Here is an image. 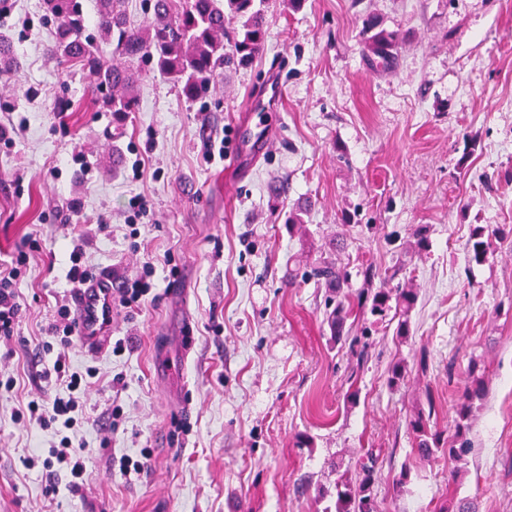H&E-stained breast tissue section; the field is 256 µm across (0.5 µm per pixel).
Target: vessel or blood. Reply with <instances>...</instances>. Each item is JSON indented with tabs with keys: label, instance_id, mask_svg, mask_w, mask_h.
<instances>
[{
	"label": "vessel or blood",
	"instance_id": "vessel-or-blood-1",
	"mask_svg": "<svg viewBox=\"0 0 512 512\" xmlns=\"http://www.w3.org/2000/svg\"><path fill=\"white\" fill-rule=\"evenodd\" d=\"M264 108L262 102H251L237 125L238 150L232 157L230 165L238 172H247L252 156L262 155L266 141L252 136L253 119ZM79 338L85 347L97 349L109 338L112 321V282L105 277L88 282L81 288L72 305Z\"/></svg>",
	"mask_w": 512,
	"mask_h": 512
}]
</instances>
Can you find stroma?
<instances>
[{"mask_svg": "<svg viewBox=\"0 0 512 512\" xmlns=\"http://www.w3.org/2000/svg\"><path fill=\"white\" fill-rule=\"evenodd\" d=\"M366 13L398 35L390 62L361 42ZM267 20L262 54L225 68L205 100L147 73L122 124L95 111L89 75L50 55L42 0H13L0 20L20 62L0 78V120H29L0 141V262L29 255L17 333L0 339V374L15 381L0 394V512H336L337 480L369 460L378 512H434L451 497L512 512V242L479 265L467 253L475 226L512 227V0H270ZM275 78L269 152L247 175L227 172L209 136L235 137ZM136 195L151 212L133 236ZM306 199L304 237L285 219ZM422 224L430 248L418 256L408 243ZM77 245L116 284L156 259V288L139 309L113 306L111 343L72 340L73 370L98 372L80 429L91 452L79 489L50 498V475L66 477L39 461L52 434L14 412L66 392L41 377L39 354ZM333 254L352 274L350 300L365 260L404 266L419 290L409 336L371 325L364 363L332 342L325 289L292 275ZM175 280L187 290L177 301ZM161 354L184 360L183 377L154 375ZM397 361L407 373L393 388ZM478 384L466 463L418 457L410 414L434 403L431 424L446 429ZM143 452V473L122 474L121 456Z\"/></svg>", "mask_w": 512, "mask_h": 512, "instance_id": "35a3bbf8", "label": "stroma"}]
</instances>
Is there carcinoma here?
Masks as SVG:
<instances>
[{"mask_svg":"<svg viewBox=\"0 0 512 512\" xmlns=\"http://www.w3.org/2000/svg\"><path fill=\"white\" fill-rule=\"evenodd\" d=\"M100 33L93 35L87 24L86 0H43L46 19L54 24L56 37L51 54L68 72H87L94 76L90 93L97 106L115 117L128 118L136 111L132 94L142 75L141 65L150 64V70L181 86L189 100L207 97L216 78L230 64L249 65L265 49L268 38L267 8L269 0H147L149 9L145 23L140 27L129 25L124 9L125 0H95ZM365 49L389 62L396 46V35L379 28L378 22L368 17L363 22ZM122 62L112 63V54ZM19 69V61L12 43L0 35V77L10 76ZM312 202L298 205L288 215V228L308 234L306 217ZM503 239L500 228L478 225L473 228L469 251L471 260L484 262L496 241ZM403 273L399 267L392 272H381L368 264L360 275L366 283L379 281L376 288H368L360 295L357 310L345 305L343 290L349 287V273L341 264L325 258L302 274L307 282L318 288H330L336 305L327 315L334 342L345 346H361L360 356L368 354L371 343L367 327L359 329L353 338L345 331L347 316L378 320L388 316L391 309L400 312L401 320L396 335L407 336L410 327L408 312L418 300L415 288L394 284ZM484 396L483 388L472 389L456 410L454 424L447 430H431L430 416L418 410L409 426L416 435V452L432 457L446 454L457 462L466 461L471 444L466 438L472 403ZM374 469L366 464L354 475H346L336 485V512H377L372 492Z\"/></svg>","mask_w":512,"mask_h":512,"instance_id":"cac0c4a2","label":"carcinoma"}]
</instances>
